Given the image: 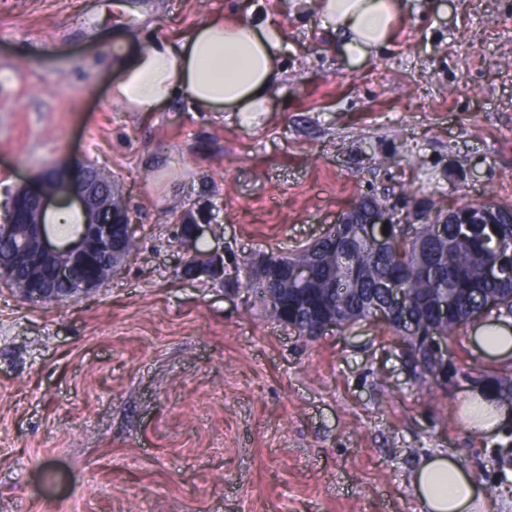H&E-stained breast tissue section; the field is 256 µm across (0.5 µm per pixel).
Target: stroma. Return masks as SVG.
I'll list each match as a JSON object with an SVG mask.
<instances>
[{"label": "stroma", "mask_w": 512, "mask_h": 512, "mask_svg": "<svg viewBox=\"0 0 512 512\" xmlns=\"http://www.w3.org/2000/svg\"><path fill=\"white\" fill-rule=\"evenodd\" d=\"M361 59L296 0H0V201L63 160L106 166L143 229L94 294L34 304L0 287V512H421L423 458L468 469L512 512V420L467 429L465 382L416 384L373 322L299 336L205 251L289 253L356 201L512 206V0H402ZM240 12L285 41L270 110L240 126L183 96L115 102L119 59ZM458 364L512 371L475 340Z\"/></svg>", "instance_id": "35a3bbf8"}]
</instances>
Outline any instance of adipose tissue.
Returning a JSON list of instances; mask_svg holds the SVG:
<instances>
[{"label":"adipose tissue","mask_w":512,"mask_h":512,"mask_svg":"<svg viewBox=\"0 0 512 512\" xmlns=\"http://www.w3.org/2000/svg\"><path fill=\"white\" fill-rule=\"evenodd\" d=\"M323 24L343 31L345 55L361 58L388 42L401 20L400 0H316ZM279 23L217 17L197 25L182 42L165 40L121 60L112 97L137 112H153L183 92L205 112L239 113L243 125L270 109L280 72ZM471 430L497 432L504 421L496 394L483 387L462 403ZM422 512H488L490 504L472 474L456 460L435 456L413 477Z\"/></svg>","instance_id":"obj_1"}]
</instances>
